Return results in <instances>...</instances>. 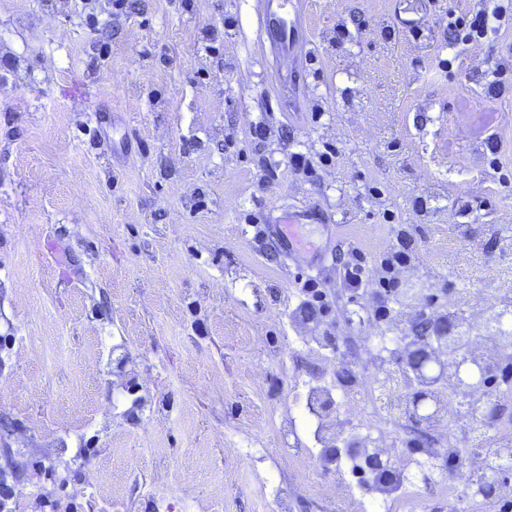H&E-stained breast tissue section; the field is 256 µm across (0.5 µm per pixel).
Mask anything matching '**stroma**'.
I'll return each instance as SVG.
<instances>
[{
	"mask_svg": "<svg viewBox=\"0 0 512 512\" xmlns=\"http://www.w3.org/2000/svg\"><path fill=\"white\" fill-rule=\"evenodd\" d=\"M311 50L282 56L260 0H0V479L12 512H391L335 494L358 424L397 444L448 512L438 442L401 431L413 391L363 337L417 316L400 286L465 309L512 302V19L457 43L449 14L499 0H301ZM304 154L310 166L294 168ZM333 154L324 162L325 154ZM303 247L273 235L284 216ZM358 250L366 296L340 267ZM320 282L328 315L302 312ZM333 327L338 353L306 342ZM361 376L327 438L296 397ZM411 242L407 238L404 231L400 230L396 236V241L392 243L391 247L382 255L380 259V266L382 267L385 276L381 280V286L384 293L390 294L395 292L398 284L396 277V269L403 266L410 260L409 246Z\"/></svg>",
	"mask_w": 512,
	"mask_h": 512,
	"instance_id": "stroma-1",
	"label": "stroma"
}]
</instances>
